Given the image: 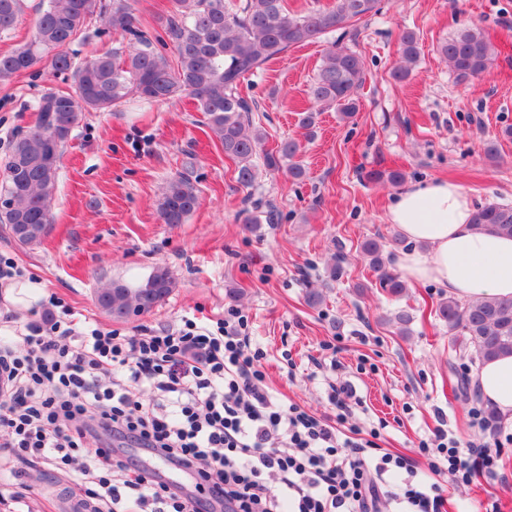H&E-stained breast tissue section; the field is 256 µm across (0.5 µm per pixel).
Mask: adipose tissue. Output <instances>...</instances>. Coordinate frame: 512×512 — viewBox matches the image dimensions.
Here are the masks:
<instances>
[{"mask_svg":"<svg viewBox=\"0 0 512 512\" xmlns=\"http://www.w3.org/2000/svg\"><path fill=\"white\" fill-rule=\"evenodd\" d=\"M473 209L458 185L433 182L401 193L389 223L412 243L402 253L406 275L447 289L461 301L512 296V237L475 230ZM476 377L484 404L512 420V355L480 364Z\"/></svg>","mask_w":512,"mask_h":512,"instance_id":"1","label":"adipose tissue"}]
</instances>
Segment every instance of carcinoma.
Returning <instances> with one entry per match:
<instances>
[{
  "instance_id": "carcinoma-1",
  "label": "carcinoma",
  "mask_w": 512,
  "mask_h": 512,
  "mask_svg": "<svg viewBox=\"0 0 512 512\" xmlns=\"http://www.w3.org/2000/svg\"><path fill=\"white\" fill-rule=\"evenodd\" d=\"M380 0H334L325 9L292 12L287 0H173V8L160 20L156 36L137 21L128 0H46L33 38L0 53V84H7L32 67L45 63L52 74L72 79L74 90L44 93L36 106L35 124L19 129L8 158L0 166V196L14 203L0 210L7 224H27L31 231L16 235L23 245L42 241L44 225L52 223L50 202L55 194L62 146L83 112H107L122 99L134 97L162 102L182 93L197 100L207 117L211 136L236 164L237 182L251 186L257 178L254 157L263 151L269 171H284L293 180L304 176L297 160L300 146L288 141L262 150L266 134L254 126L251 107L239 87L246 76L292 47L317 42L325 34L345 29L379 11ZM23 0H0V34L16 25ZM121 37L124 44L112 54L75 63L65 48L92 20ZM448 67L461 79L485 73L495 49L477 28H464L439 46ZM419 55L417 36L401 35V64L392 76L406 80ZM364 79L360 55L339 42L324 52L309 88L312 107L303 113L302 126L315 124V113L334 109L344 119L358 109L355 93ZM367 179L403 182L399 170H371ZM199 205L195 185L178 175L170 180L158 203L165 224H182ZM472 224L481 232L512 237V206L489 204L473 211ZM363 252L379 274V285L392 296L406 290L401 276L391 272L381 244L369 239ZM177 281L166 266H157L138 285L116 280L97 291V307L115 321L147 315L175 290ZM436 316L461 337L483 360L512 354V297H492L459 303L440 301Z\"/></svg>"
}]
</instances>
